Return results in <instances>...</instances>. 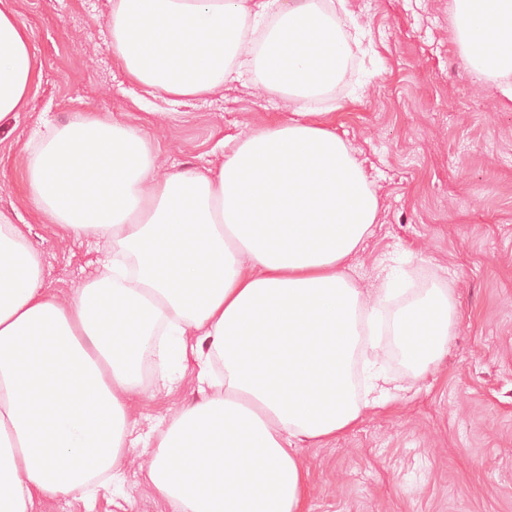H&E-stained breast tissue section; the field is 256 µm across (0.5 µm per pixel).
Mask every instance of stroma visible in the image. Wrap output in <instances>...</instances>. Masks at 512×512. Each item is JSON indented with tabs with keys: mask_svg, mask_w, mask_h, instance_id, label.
<instances>
[{
	"mask_svg": "<svg viewBox=\"0 0 512 512\" xmlns=\"http://www.w3.org/2000/svg\"><path fill=\"white\" fill-rule=\"evenodd\" d=\"M453 0H349L368 24L367 58H355L320 106L355 148L377 191L374 233L353 258L363 287L396 268L412 287L450 289L456 323L444 359L323 445L298 443L309 471L304 512H512V102L463 66ZM43 66L42 86L0 122V210L30 227L45 285L61 293L90 279L102 255L92 239L62 235L29 203L26 146L74 113L143 127L176 168L204 170L230 136L288 121L279 92L256 97L249 76L192 99L129 81L112 55L108 0H12ZM197 398L186 381L135 399L138 432ZM121 496L91 503L37 498L33 512H172L127 463Z\"/></svg>",
	"mask_w": 512,
	"mask_h": 512,
	"instance_id": "1",
	"label": "stroma"
}]
</instances>
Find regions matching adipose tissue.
I'll use <instances>...</instances> for the list:
<instances>
[{
	"mask_svg": "<svg viewBox=\"0 0 512 512\" xmlns=\"http://www.w3.org/2000/svg\"><path fill=\"white\" fill-rule=\"evenodd\" d=\"M112 0V54L129 80L184 98L239 80L281 92L287 123L234 139L221 163L172 170L138 127L77 114L27 150L34 208L106 259L67 292L44 285L41 250L0 211V512L36 498L91 502L122 482L132 449L175 512H302L308 470L295 442L352 430L392 395L379 336L426 372L456 320L444 288H360L351 258L379 212L361 162L313 105L364 31L324 0ZM464 66L512 100V0H453ZM43 69L0 0V121ZM365 373L353 389V368ZM192 381L199 401L133 438L129 402ZM263 481L260 501L249 487Z\"/></svg>",
	"mask_w": 512,
	"mask_h": 512,
	"instance_id": "ef3b65f1",
	"label": "adipose tissue"
}]
</instances>
